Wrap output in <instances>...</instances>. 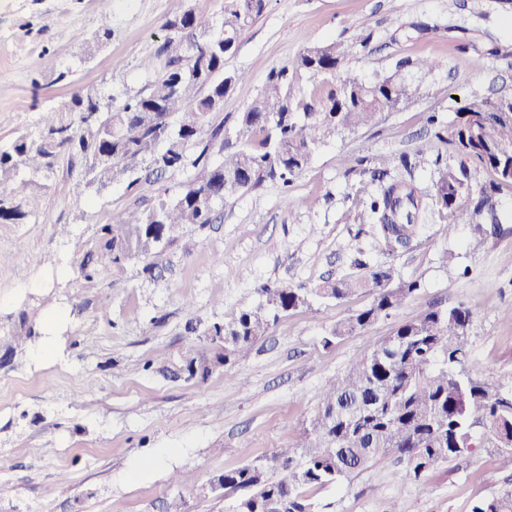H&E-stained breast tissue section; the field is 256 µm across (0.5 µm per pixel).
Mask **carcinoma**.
<instances>
[{"mask_svg": "<svg viewBox=\"0 0 512 512\" xmlns=\"http://www.w3.org/2000/svg\"><path fill=\"white\" fill-rule=\"evenodd\" d=\"M170 4L164 28L173 36L162 48L168 60L147 93L114 108L96 93L78 92L68 104L42 113L36 133L0 143V224L39 216V197L25 189L48 179L66 152L83 156L86 186L97 193L115 183L134 188L185 171L179 192L161 189L144 212L118 213L103 227L112 266L154 258L186 226L212 223L216 206L268 181L288 187L328 140L371 125L419 93L418 85L394 74L379 75L372 83L350 74L326 92L304 91L299 73L315 80L333 75L354 53L355 46L332 41L304 50L290 67L271 71L262 93L239 114L234 137L218 125L204 139L208 116L222 110L224 97L244 79L224 75V61L235 53L242 31L261 16L266 0H223L221 12L212 16L195 13L185 0ZM405 67L427 75L437 63L429 58L397 63V69ZM436 138L454 148L460 164L456 170L436 156L434 197L418 189L406 160L404 176L387 169L372 172L374 189L365 213L391 254L410 247L436 208L446 211L450 233L460 224L498 225V194L502 186H512V92L473 99L449 125L439 127ZM218 140L230 150L214 163L210 148ZM471 159L496 179L469 189L466 161ZM354 265L363 269L360 276H329L312 289L264 288L258 306L202 332L188 323L186 331L206 336L214 355L195 353L185 371L207 375L210 366L227 364L266 334L280 316L316 300L369 295L366 307L323 337L329 347L351 332L366 331L420 288L392 266L372 267L360 258ZM472 318L462 303H433L389 335L368 339L347 371L325 384L295 447L279 448L265 463L244 464L214 479L224 497L233 498L231 512H315L311 491L386 456L405 462L406 480L420 482L436 464L470 452L478 435L484 447L512 454V385L476 374ZM472 512H512V488L478 501Z\"/></svg>", "mask_w": 512, "mask_h": 512, "instance_id": "carcinoma-1", "label": "carcinoma"}]
</instances>
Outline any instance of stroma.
I'll return each mask as SVG.
<instances>
[{
    "label": "stroma",
    "instance_id": "stroma-1",
    "mask_svg": "<svg viewBox=\"0 0 512 512\" xmlns=\"http://www.w3.org/2000/svg\"><path fill=\"white\" fill-rule=\"evenodd\" d=\"M169 6L0 0V142L33 130L41 112L74 91L118 101L145 92L153 76L141 63L170 36ZM365 19L368 43L346 70L368 78L394 73L403 58H433L438 67L422 78L419 97L321 147L289 189L265 184L226 201L220 222L187 226L162 247L155 269L141 259L112 268L102 233L114 214L145 210L155 186L117 183L95 193L78 154L63 155L38 187V218L0 224V387L29 384L0 407V512H165L175 475L185 512H226L213 479L293 447L327 380L348 369L367 338L389 335L433 302L471 307L478 376L512 381V264L503 260L512 253V189L500 194L497 232L462 224L450 234L438 213L392 255L372 236L363 206L364 171L379 163L397 175L409 157L427 192L435 157L458 166L427 118L449 123L472 99L512 91V0H267L224 65L244 79L209 123L233 129L270 71L306 48L352 40ZM416 19L439 32L408 38ZM104 30L106 44L83 59L86 39ZM64 70L69 80L57 81ZM61 224L67 236L57 234ZM358 256L419 280L420 290L329 347L323 336L369 296L296 309L207 377L182 376L191 349L207 345L190 341L188 320H227L259 304L264 287L312 288L328 275L356 274ZM404 470L386 457L313 491L317 512H471L512 486V454L481 446L421 483L405 482Z\"/></svg>",
    "mask_w": 512,
    "mask_h": 512
}]
</instances>
